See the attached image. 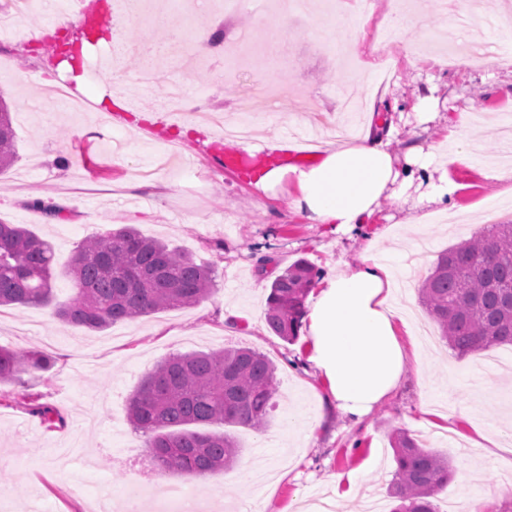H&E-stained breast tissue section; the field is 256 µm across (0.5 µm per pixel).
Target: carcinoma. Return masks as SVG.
I'll use <instances>...</instances> for the list:
<instances>
[{
	"label": "carcinoma",
	"mask_w": 512,
	"mask_h": 512,
	"mask_svg": "<svg viewBox=\"0 0 512 512\" xmlns=\"http://www.w3.org/2000/svg\"><path fill=\"white\" fill-rule=\"evenodd\" d=\"M17 159L11 113L0 97V170ZM51 243L22 224L0 220V306H43L66 323L90 331L187 308L215 291L214 268L145 237L132 227L110 230L76 247L67 267L77 287L55 299ZM314 269L298 260L270 284L265 320L286 342L299 336ZM426 314L454 352L465 356L512 345V223L492 224L480 235L440 253L419 287ZM42 353L0 346V382L45 371ZM275 366L247 348L173 354L159 362L129 400L128 417L164 471L201 479L239 459L234 437L198 427L263 429L276 394ZM390 512H436L435 498L453 478L448 459L422 448L408 434L395 441Z\"/></svg>",
	"instance_id": "obj_1"
}]
</instances>
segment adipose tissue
I'll return each instance as SVG.
<instances>
[{
  "label": "adipose tissue",
  "mask_w": 512,
  "mask_h": 512,
  "mask_svg": "<svg viewBox=\"0 0 512 512\" xmlns=\"http://www.w3.org/2000/svg\"><path fill=\"white\" fill-rule=\"evenodd\" d=\"M251 162L241 179L310 224L350 231L382 219L381 201L395 198L400 221L421 224L424 213L453 209L460 190L434 147L400 142V127L368 104L350 138L328 143L310 164L284 163L270 143L240 142ZM393 265L368 240L361 260L315 283L302 319L310 359L326 381L325 401L360 423L402 381L408 353L399 339L393 304Z\"/></svg>",
  "instance_id": "1"
}]
</instances>
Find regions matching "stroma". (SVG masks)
Listing matches in <instances>:
<instances>
[{"label":"stroma","instance_id":"stroma-1","mask_svg":"<svg viewBox=\"0 0 512 512\" xmlns=\"http://www.w3.org/2000/svg\"><path fill=\"white\" fill-rule=\"evenodd\" d=\"M415 20L399 39L386 34V23L402 13V0H365L343 25L324 35L311 15H270L258 18L249 10L231 14L230 32L251 36V56L244 61L206 58V84L194 76L196 66L174 48L175 36L194 33L197 25L218 15L197 0H167V24L158 26L142 15L129 16L121 0H112V14L87 45L89 56L110 48L127 81L115 87L108 70L89 78L47 54L21 55V38L52 20L51 8L23 23L16 36L1 42L0 97L15 117L18 158L0 173V220L27 225L50 241L56 251L54 292L64 301L74 284L63 272L76 246L109 230L132 225L147 237L191 254L216 273L217 291L210 299L182 309L161 311L93 332L53 318L47 307H0V346L18 352L39 350L52 360L45 373L24 375L22 384H0V489L21 486V496L0 499V512H73L72 484L85 498H110L125 512H164L167 499L192 485L189 477L156 467L144 439L128 419L131 394L161 360L176 353L241 347L256 350L276 366L275 406L264 431L234 428L242 454L232 468L207 476L201 488L203 512H244L260 501L261 512H298L301 506L333 497L338 475L354 471L361 477L358 495L345 499L344 512H364L375 499L382 512L389 496L394 437L404 432L425 448L447 456L454 479L435 500L438 512L450 505L490 504L492 512H512V444L498 441L497 432L512 419V347L496 346L466 356L454 353L440 339L436 324L419 300L418 285L438 255L469 239L486 226L512 221V194L485 180L488 166L503 159L501 111L512 100L497 84L512 78V63L495 60L481 67L458 68L447 48L426 41L428 30L454 26L453 15L439 12L434 0H416ZM471 29L488 42L512 52V13L504 0H481L472 13ZM371 37L375 54L390 59V89L401 112L412 111L427 76L440 91L434 109L469 113V137L475 148L468 161L450 165L461 189L458 212L477 210L476 224L430 223L426 232L400 226L368 224L339 234L321 224L286 215L281 202L259 207L257 193L239 178L238 169L224 168L226 147L207 126L178 139L186 117L162 119L163 91L180 81L195 96L224 110V122L237 124L238 101L257 85L274 83L276 90L293 88V97L277 98L252 116L269 137L298 131L313 135L347 121L336 108V92L344 85L359 88L365 73L340 53L320 51L321 43L349 40L353 29ZM415 49L406 61L402 43ZM71 81L88 99L134 100L145 110L139 132L124 125L125 111L112 110L111 124L99 129L87 113L74 117L53 111L42 93L45 76ZM166 163L159 175L174 187L160 196L153 189L132 187L133 166L158 156ZM97 187L94 195L67 194V223H46L42 213L26 204L27 196L61 194L64 183ZM378 238L381 255L393 239L417 245L397 274L410 299L411 313L400 340L407 352L423 345V364L409 363L404 381L369 416L351 424L329 410L323 424L312 428L310 415L326 391L323 375L309 361V342L273 335L265 321L271 282L293 262L304 259L317 272L360 260L369 238ZM233 309L225 318V309ZM481 374L495 393L462 385V378ZM40 394V402L64 417V426L48 428L43 418L22 402V391ZM429 399L437 417L423 414ZM495 490L486 498L487 490Z\"/></svg>","mask_w":512,"mask_h":512}]
</instances>
